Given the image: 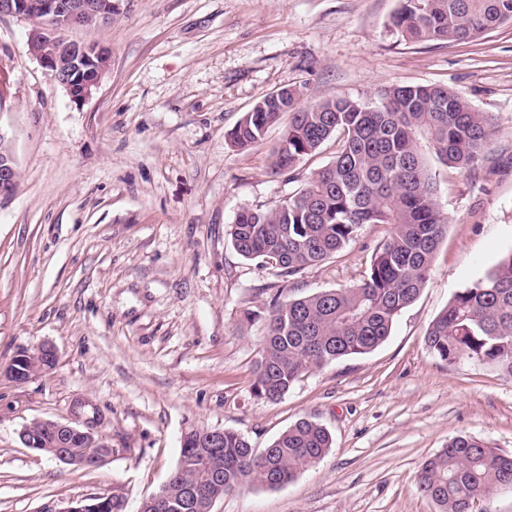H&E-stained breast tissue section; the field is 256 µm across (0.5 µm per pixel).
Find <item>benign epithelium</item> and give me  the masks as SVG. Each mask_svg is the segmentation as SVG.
I'll return each mask as SVG.
<instances>
[{
	"label": "benign epithelium",
	"instance_id": "7a95c632",
	"mask_svg": "<svg viewBox=\"0 0 512 512\" xmlns=\"http://www.w3.org/2000/svg\"><path fill=\"white\" fill-rule=\"evenodd\" d=\"M114 0H0V16H43L35 24L28 40L29 52L45 68L50 80L62 87L71 99L81 102L89 99L98 88L103 73L110 62L107 47L72 41L67 54L58 50L62 40L60 32L75 27H99L112 21ZM0 202L14 194L17 186L16 165L9 139L0 128ZM41 360V371L54 368L57 352L53 345L42 343L34 351H20L4 371L12 382L23 383L31 378L23 369L30 357ZM43 428L52 433L49 440H41L30 424L20 432L28 448L50 453L54 458L78 467L89 461L99 465L112 455V448L105 444L91 427L79 428L70 423L44 420Z\"/></svg>",
	"mask_w": 512,
	"mask_h": 512
}]
</instances>
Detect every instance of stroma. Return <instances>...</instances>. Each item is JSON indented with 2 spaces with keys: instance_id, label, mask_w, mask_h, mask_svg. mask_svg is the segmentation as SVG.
Masks as SVG:
<instances>
[{
  "instance_id": "obj_1",
  "label": "stroma",
  "mask_w": 512,
  "mask_h": 512,
  "mask_svg": "<svg viewBox=\"0 0 512 512\" xmlns=\"http://www.w3.org/2000/svg\"><path fill=\"white\" fill-rule=\"evenodd\" d=\"M400 0H116L100 43L110 66L74 102L29 52L31 20L0 17V107L17 190L0 203V370L52 344L58 361L25 383L0 379V512H59L124 499L139 512L175 469L184 432L230 429L263 450L302 418L333 444L291 483L245 484L212 512H438L415 485L459 435L512 454V382L424 345L452 295L512 253V23L469 42L404 41ZM406 85L448 88L494 125L491 168L458 173L419 146L448 230L420 297L373 352L311 370L276 402L254 397L272 298L362 279L385 224L297 281L241 257L228 230L274 208L336 153L327 142L289 174L270 169L284 127L241 151L230 131L267 94L301 105L378 101ZM94 419L111 456L78 468L26 448L35 420ZM105 498L99 499V498H90L88 499L87 503L85 500L80 501H71L69 505L63 509H61L59 512H124L125 510V503L124 501L116 496H112V500H109L105 503H103L104 507H97L96 505H91L99 502H103ZM96 508V509H95ZM95 509V510H94Z\"/></svg>"
}]
</instances>
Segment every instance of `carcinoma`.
Instances as JSON below:
<instances>
[{
    "label": "carcinoma",
    "mask_w": 512,
    "mask_h": 512,
    "mask_svg": "<svg viewBox=\"0 0 512 512\" xmlns=\"http://www.w3.org/2000/svg\"><path fill=\"white\" fill-rule=\"evenodd\" d=\"M507 22L512 0H401L392 20L396 33L411 42L472 40ZM299 97V89L290 88L277 100H262L230 132L231 144L250 148L286 114L288 126L271 155L273 173L292 172L332 138L336 156L275 208L239 211L229 230L234 248L294 280L335 257L366 224H387L391 232L360 283L270 304L252 383L255 396L267 402L283 398L307 371L377 349L429 282L448 220L418 135L427 137L441 162L464 174L488 160L493 135L486 113L433 85L390 88L374 106L336 98L301 107ZM424 341L441 361L481 365L511 381L512 253L456 292ZM331 445L328 430L308 419L259 453L236 431L224 430L213 448L207 429L191 428L182 436L167 494L179 512H205L211 500L245 483L275 489L293 481ZM416 486L438 512H474L476 501L512 490V455L476 437L456 436L422 464ZM189 487L202 497L187 500Z\"/></svg>",
    "instance_id": "1"
}]
</instances>
